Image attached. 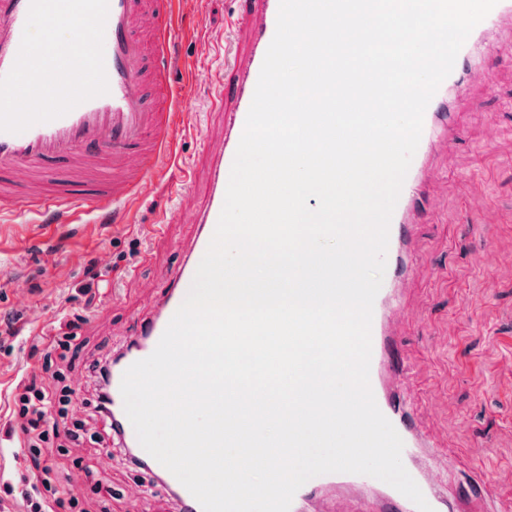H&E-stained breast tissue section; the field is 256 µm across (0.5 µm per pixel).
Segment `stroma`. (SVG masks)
Masks as SVG:
<instances>
[{"instance_id":"obj_1","label":"stroma","mask_w":512,"mask_h":512,"mask_svg":"<svg viewBox=\"0 0 512 512\" xmlns=\"http://www.w3.org/2000/svg\"><path fill=\"white\" fill-rule=\"evenodd\" d=\"M233 0H180L172 42L173 84L193 100L179 113L172 139L178 164L203 167L220 132L209 100L224 79V46L232 37ZM490 87H471L456 107L462 136L437 153L426 181L436 209L415 226L413 272L404 292L400 346L410 364L411 405L427 438L456 454L458 475L472 465L490 475L488 512L512 504V56L492 63ZM178 164L153 178L143 200L99 224H59L43 237L37 224L0 223V423L22 372L40 364L34 341H48L61 314H91L66 359L54 368L73 391L70 416L100 437L95 413L97 369L129 339L154 306L193 236L206 185H181ZM164 233H153L157 224ZM495 279L484 288L485 272ZM93 283L91 295L80 292ZM0 448V512H24L8 485L33 480L35 469L14 434ZM57 472L64 506L86 512H177L172 498L123 449L104 457L98 444L43 451ZM93 480H85V471Z\"/></svg>"}]
</instances>
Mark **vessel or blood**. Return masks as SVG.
<instances>
[{"mask_svg":"<svg viewBox=\"0 0 512 512\" xmlns=\"http://www.w3.org/2000/svg\"><path fill=\"white\" fill-rule=\"evenodd\" d=\"M279 0H246L235 16L232 30L242 32V48L224 55L225 80L211 101L223 118L220 147L208 159V193L196 211V233L183 262L173 271L168 289L152 313L141 319L122 350V361L112 368V426L120 444L148 470L162 474L179 512H202L199 502L140 445L120 392L125 370L155 350L171 318L184 300L183 290L193 283L197 268L215 232L224 204L229 176L260 70L274 37ZM30 0H0V75L12 68L22 40ZM512 17V0H498L471 31L460 49L453 70L440 84L423 120L419 145L412 158L392 214L386 262L393 268L373 304L371 323L370 385L381 412L403 440V464L434 512H483L479 505L487 487L478 480L465 485L462 504L444 506L434 491L432 475L454 470L447 451L431 448L422 438L402 392L409 369L397 340L402 314L393 295L410 272L408 252L412 228L424 213L417 205L431 150L452 148L461 132L453 109L466 99L472 85H490L492 68L479 58L478 46L491 53L503 48L502 22ZM177 22L174 0H108L104 37V64L109 91L84 101L55 120L38 123L20 134L0 132V222L46 225L97 221L109 209L141 199V188L161 158H174L167 136L178 109L190 99L169 81L170 45ZM353 490L372 484L367 475L329 473L313 477V492L334 488L337 482ZM417 508L394 488L380 496L379 512Z\"/></svg>","mask_w":512,"mask_h":512,"instance_id":"b4317fda","label":"vessel or blood"}]
</instances>
